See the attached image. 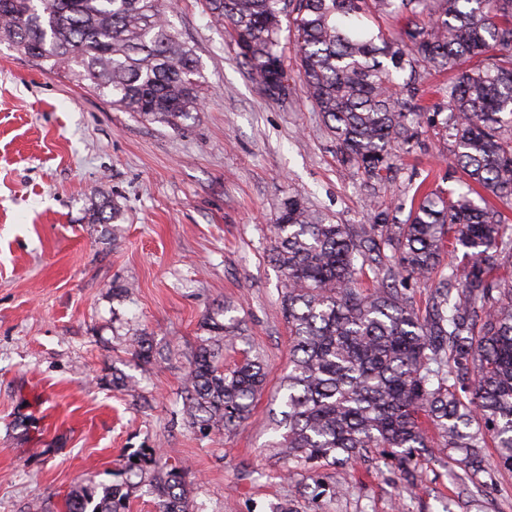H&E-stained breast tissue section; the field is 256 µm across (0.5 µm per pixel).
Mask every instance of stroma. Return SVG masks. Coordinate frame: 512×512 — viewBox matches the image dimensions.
Here are the masks:
<instances>
[{"label": "stroma", "instance_id": "stroma-1", "mask_svg": "<svg viewBox=\"0 0 512 512\" xmlns=\"http://www.w3.org/2000/svg\"><path fill=\"white\" fill-rule=\"evenodd\" d=\"M171 2L203 87L176 128L0 41V512H65L88 474L111 484L139 448L189 468L201 512H512V470L491 446L478 480L435 452L419 457L412 486L379 448L315 472L268 448L290 348L270 260L283 200L300 196L338 224L379 211L402 220L420 183L456 189L466 176L430 129L383 181L344 167L288 36L278 50L292 90L280 99L252 81L203 0ZM102 202L116 218L92 223ZM227 302L248 340L225 347V365L247 350L269 376L246 422L205 433L184 411L186 378L203 316ZM137 332L152 340L151 365L131 354ZM339 481L343 494L312 493Z\"/></svg>", "mask_w": 512, "mask_h": 512}]
</instances>
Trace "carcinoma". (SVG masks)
<instances>
[{
  "label": "carcinoma",
  "mask_w": 512,
  "mask_h": 512,
  "mask_svg": "<svg viewBox=\"0 0 512 512\" xmlns=\"http://www.w3.org/2000/svg\"><path fill=\"white\" fill-rule=\"evenodd\" d=\"M235 33L239 57L262 90L284 74L278 51L288 30L301 89L321 112L340 162L381 181L393 150L408 152L424 128L453 143L454 162L490 200L453 190L415 189L406 219L336 224L290 196L271 227V261L292 346L285 377V432L269 447L307 470L369 448L461 452L474 481L481 449L493 441L512 466V0H205ZM166 0H0V41L48 74L67 72L147 121L178 126L198 108L202 85L193 49L173 29ZM389 16L398 36H368L366 19ZM381 44H376L375 40ZM451 81L438 108L416 103L424 71ZM443 119H438L439 115ZM391 256L384 254V249ZM468 258L457 272L453 258ZM448 261L450 273L436 279ZM369 268L372 289L355 287ZM435 289L422 315L404 289ZM230 305L204 315L186 382L185 410L201 429L222 432L247 420L266 382L259 357L224 367V343L244 338ZM132 355L154 359L149 336ZM157 512H197L188 470L153 448L127 457L110 485L94 477L67 498V512H128L140 488Z\"/></svg>",
  "instance_id": "obj_1"
}]
</instances>
